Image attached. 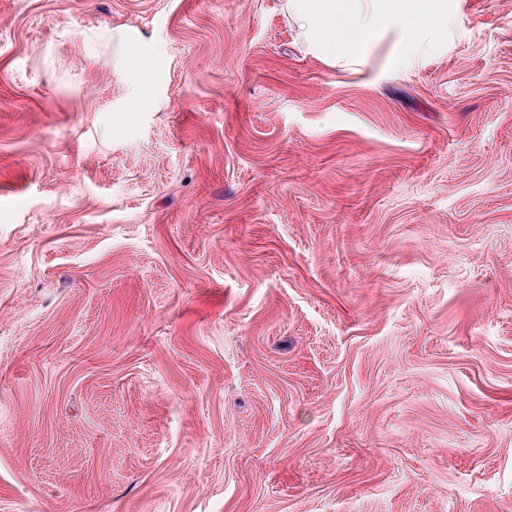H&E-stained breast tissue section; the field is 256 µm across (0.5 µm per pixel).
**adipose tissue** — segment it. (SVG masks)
<instances>
[{"label": "adipose tissue", "instance_id": "1", "mask_svg": "<svg viewBox=\"0 0 512 512\" xmlns=\"http://www.w3.org/2000/svg\"><path fill=\"white\" fill-rule=\"evenodd\" d=\"M287 6L293 14L306 20L307 32L326 30L327 35L317 48L321 55L328 57L336 54V40L329 35L336 25H345L352 32L369 33L385 27L394 18L412 23L429 10L426 0H410L406 5L383 8L364 5L362 0H288Z\"/></svg>", "mask_w": 512, "mask_h": 512}]
</instances>
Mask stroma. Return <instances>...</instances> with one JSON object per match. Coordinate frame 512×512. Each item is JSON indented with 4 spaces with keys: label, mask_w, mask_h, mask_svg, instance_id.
I'll use <instances>...</instances> for the list:
<instances>
[{
    "label": "stroma",
    "mask_w": 512,
    "mask_h": 512,
    "mask_svg": "<svg viewBox=\"0 0 512 512\" xmlns=\"http://www.w3.org/2000/svg\"><path fill=\"white\" fill-rule=\"evenodd\" d=\"M0 512H512V0H0ZM362 1L377 0H289L287 8L307 21L306 34L324 29L334 30L343 24L350 32L369 33L386 26L393 18L404 24L428 13L426 0H412L406 5L365 6Z\"/></svg>",
    "instance_id": "stroma-1"
}]
</instances>
